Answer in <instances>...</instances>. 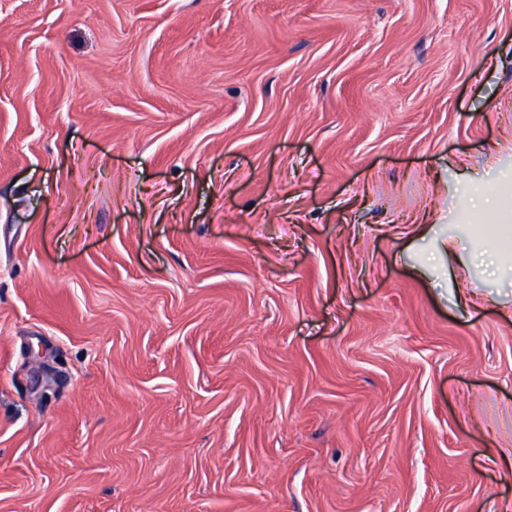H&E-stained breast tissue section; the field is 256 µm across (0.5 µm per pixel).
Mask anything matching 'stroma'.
Wrapping results in <instances>:
<instances>
[{"instance_id":"stroma-1","label":"stroma","mask_w":512,"mask_h":512,"mask_svg":"<svg viewBox=\"0 0 512 512\" xmlns=\"http://www.w3.org/2000/svg\"><path fill=\"white\" fill-rule=\"evenodd\" d=\"M481 187L512 0H0V512H503Z\"/></svg>"}]
</instances>
